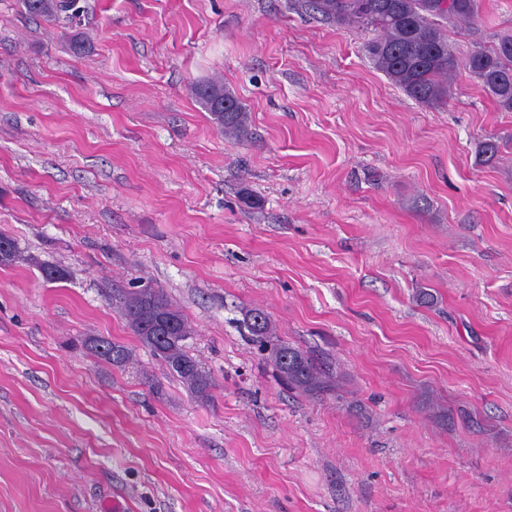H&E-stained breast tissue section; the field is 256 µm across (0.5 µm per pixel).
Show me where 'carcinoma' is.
Returning a JSON list of instances; mask_svg holds the SVG:
<instances>
[{"label": "carcinoma", "mask_w": 512, "mask_h": 512, "mask_svg": "<svg viewBox=\"0 0 512 512\" xmlns=\"http://www.w3.org/2000/svg\"><path fill=\"white\" fill-rule=\"evenodd\" d=\"M78 0H21L27 14L47 22H58L76 12ZM322 19L374 34L364 44L373 68L381 72L408 97L426 106L448 103L449 78L464 68L488 92L503 111L512 112V33L501 35L490 49L477 47L461 59L448 42L443 23L458 19L473 22L480 15L481 0H452L446 10L438 0H296ZM193 93L209 112L212 122L226 135L237 138L248 133L249 112L242 102L218 82L197 84ZM9 249L0 254V266L21 258L16 241L0 233ZM121 314L140 342L160 359L199 399L211 397L209 375L190 354L186 341L193 335L187 317L160 289L145 285L121 298ZM244 321L256 337L266 360L288 388L307 396L332 394L341 377L319 367L306 352L273 340L275 328L267 313L254 308ZM87 348L98 358L121 365L128 349L106 338H91Z\"/></svg>", "instance_id": "carcinoma-1"}]
</instances>
